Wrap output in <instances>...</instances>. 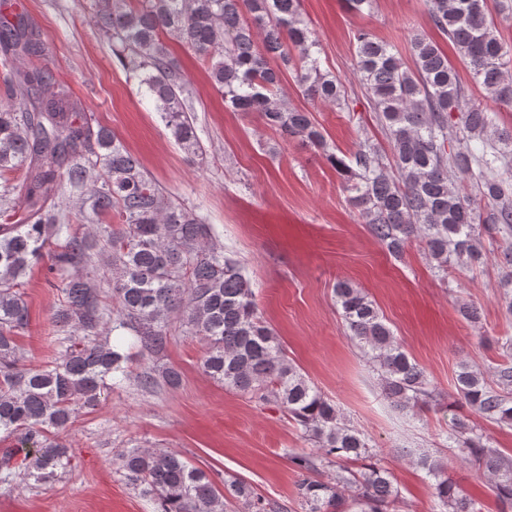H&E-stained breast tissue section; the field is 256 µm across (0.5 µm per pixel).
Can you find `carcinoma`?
I'll use <instances>...</instances> for the list:
<instances>
[{
	"instance_id": "carcinoma-1",
	"label": "carcinoma",
	"mask_w": 512,
	"mask_h": 512,
	"mask_svg": "<svg viewBox=\"0 0 512 512\" xmlns=\"http://www.w3.org/2000/svg\"><path fill=\"white\" fill-rule=\"evenodd\" d=\"M507 2L426 0L433 24L473 81L504 104L512 102V44L498 38L493 12ZM92 20L112 36L115 58L138 80L189 159H203L205 148L186 89L176 81L169 39L208 63L227 108L257 112L283 140L299 139L322 152L390 255L402 257L416 241L446 280L448 266L480 265L485 242L500 240L502 263L512 268V129L495 126L490 112L466 99L454 64L424 35L411 40L410 65L392 45L357 35L356 72L390 152L365 138L346 155L281 92L288 71L306 95L349 111L342 79L321 68L301 0H98ZM44 50L42 34L23 16L0 20V66L8 86V101L0 103V211L14 210L16 201L23 210L17 223L0 224V430L16 437V447L0 453V483L50 486L71 470L62 435L78 409L95 406L107 381L129 378V354L109 333L127 332L141 357L153 360L176 323L184 335L204 341L206 374L283 408L317 448L288 455L307 512H391L398 490L390 473L375 464L358 473L348 469L347 462L370 457L368 441L288 360L258 313L241 263L224 252L212 225L172 199L111 130L94 124L51 69L14 65ZM19 170L25 171L19 186L4 177ZM69 189L86 190L92 213L108 218L96 233L69 224L62 209ZM45 260L48 282L61 293L54 323L69 334L57 339L54 360L32 368L16 343L29 325L20 287ZM335 294L346 335L369 356L386 397L401 410L433 406L452 413L454 440L490 478L500 512H512V458L470 420L476 415L512 425V336L502 344L497 387L463 363L456 400L442 404L363 290L340 281ZM180 379L172 366L147 365L135 383L151 392ZM115 464L156 512H224L228 496L242 512H284L278 503L259 502L234 476L219 492L204 469L169 450L127 448ZM419 465L441 512H481L440 460L423 456Z\"/></svg>"
}]
</instances>
